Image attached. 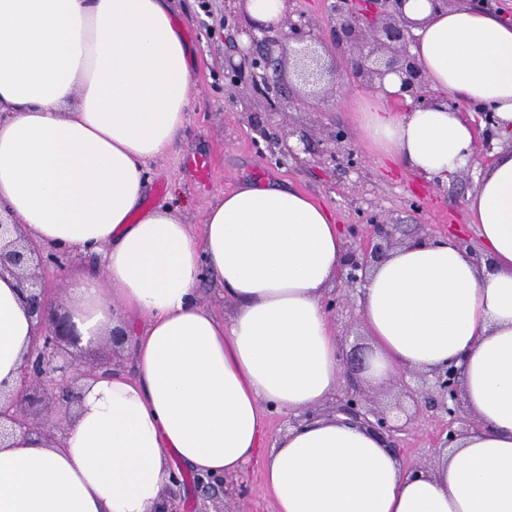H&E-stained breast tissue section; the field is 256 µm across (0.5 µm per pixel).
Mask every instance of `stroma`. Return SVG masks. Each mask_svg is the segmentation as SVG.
Instances as JSON below:
<instances>
[{
    "label": "stroma",
    "mask_w": 512,
    "mask_h": 512,
    "mask_svg": "<svg viewBox=\"0 0 512 512\" xmlns=\"http://www.w3.org/2000/svg\"><path fill=\"white\" fill-rule=\"evenodd\" d=\"M223 14L224 0H175V24L190 48L191 107L178 139L150 165L146 206L178 203L184 222L199 237L205 213L216 195L246 182L273 183L328 205L346 235L352 229L365 228L367 219L376 216L398 225L396 238L400 241L426 233L441 237L457 229L462 244L477 249L479 241L475 229L468 226L466 202L484 167L480 160L484 148H477L479 160L473 168L458 174L448 185H423L409 173L396 181L388 179L360 140V100L369 90L344 74L309 97L296 81L283 87L282 94L291 106L289 121L294 129L309 135L310 150L299 159L277 162L256 131L267 119L262 102L243 91L237 100L229 98L224 84V53L237 32L216 30ZM339 129L346 133L348 147L361 159V168L339 169L320 163L319 154L328 135ZM196 156L210 163L211 176L203 183L190 164ZM79 359L85 366H116L126 373L133 370L131 349L113 347L108 335L84 345ZM420 420V428L405 435L402 442L403 466L434 459L432 441L443 423L432 411L421 412ZM224 487L223 498L209 499L188 471L168 494L177 499L182 512H273L271 493L258 467H249Z\"/></svg>",
    "instance_id": "35a3bbf8"
}]
</instances>
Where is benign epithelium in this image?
Returning <instances> with one entry per match:
<instances>
[{"label":"benign epithelium","instance_id":"1","mask_svg":"<svg viewBox=\"0 0 512 512\" xmlns=\"http://www.w3.org/2000/svg\"><path fill=\"white\" fill-rule=\"evenodd\" d=\"M286 9L278 21L245 29L248 44L234 45L224 55V82L233 89L246 85L251 94L262 100L268 116L283 112L281 86L286 79L285 43L294 44L296 76L304 83L317 85L325 76V68L313 44L317 40L311 19L293 7L294 0H284ZM375 19L363 22L357 9L358 0H327L334 22L332 42L334 56L347 60L348 73L356 81L381 86L389 75L399 78L401 91L408 94L415 107L429 108L437 104L425 83L421 68L410 53L412 26L405 15L408 0H373ZM270 144L280 162L298 158L305 135L283 126L270 135L264 127L257 129ZM345 133L331 134L320 155L324 163L354 169L358 160L344 145ZM372 241L365 248L348 245L338 272L336 286L325 294L324 304L334 313L348 301L347 291L365 285L370 268L383 262L395 248L393 225L377 218L369 220ZM68 257L43 247L21 231V224L11 216L0 217V276L12 277L23 308L33 323L34 336L30 350L23 356L17 387H0V447L10 446L19 433L34 432L47 442L56 441L55 432L66 423L69 410L81 399L78 381L97 376V368H79L75 351L81 349L82 338L72 315L59 316L53 309V289L49 288V272L61 270ZM343 372L348 388L331 401V411L348 416L365 425L384 443L400 452L398 435L409 430L412 419L401 421L397 415L373 407L372 397L357 386L354 378L368 369L367 352L362 348L343 353ZM462 368L449 362L421 378V386L404 384V396L415 409L430 408L445 417L448 424L443 447L447 448L461 432L454 424L462 417ZM51 402L57 415L49 413L39 422H31L28 408Z\"/></svg>","mask_w":512,"mask_h":512}]
</instances>
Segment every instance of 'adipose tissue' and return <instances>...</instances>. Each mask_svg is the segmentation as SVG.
I'll use <instances>...</instances> for the list:
<instances>
[{"label":"adipose tissue","mask_w":512,"mask_h":512,"mask_svg":"<svg viewBox=\"0 0 512 512\" xmlns=\"http://www.w3.org/2000/svg\"><path fill=\"white\" fill-rule=\"evenodd\" d=\"M411 52L444 104L399 112L400 81L366 97L361 139L397 169L448 182L475 160L465 107L493 108L500 149L467 199L480 254L455 236L405 243L374 267L359 318L377 375L463 367L479 427L418 473L346 416L267 445L270 411L331 397L342 349L323 296L344 255L330 209L243 185L207 210L202 237L176 208L143 204L148 164L180 134L189 53L170 0H0V212L34 240L104 250L73 281L75 321L100 338L140 324L134 374L83 383L59 443L0 447V512H155L171 463L234 477L258 465L275 512H512V22L408 0ZM236 304L198 299L202 273ZM33 326L0 278V382L15 383Z\"/></svg>","instance_id":"1"}]
</instances>
